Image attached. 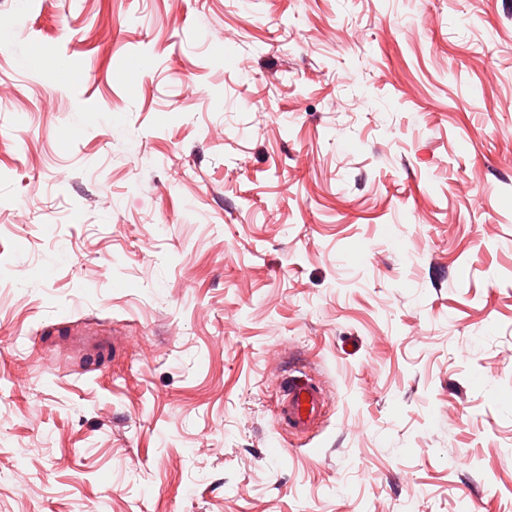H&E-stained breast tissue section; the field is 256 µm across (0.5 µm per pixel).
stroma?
<instances>
[{
  "instance_id": "stroma-1",
  "label": "stroma",
  "mask_w": 512,
  "mask_h": 512,
  "mask_svg": "<svg viewBox=\"0 0 512 512\" xmlns=\"http://www.w3.org/2000/svg\"><path fill=\"white\" fill-rule=\"evenodd\" d=\"M0 512H512V0H0ZM324 403V393L318 384L288 383V393L277 412V423H285L293 432L303 433L321 416Z\"/></svg>"
}]
</instances>
